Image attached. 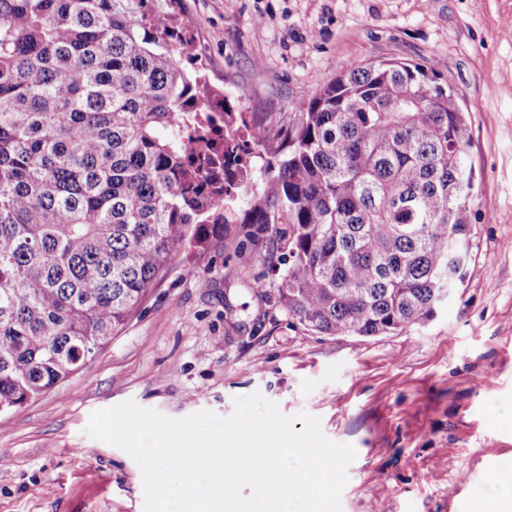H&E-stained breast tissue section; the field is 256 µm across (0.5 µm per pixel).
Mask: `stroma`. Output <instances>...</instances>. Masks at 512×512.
<instances>
[{
	"instance_id": "obj_1",
	"label": "stroma",
	"mask_w": 512,
	"mask_h": 512,
	"mask_svg": "<svg viewBox=\"0 0 512 512\" xmlns=\"http://www.w3.org/2000/svg\"><path fill=\"white\" fill-rule=\"evenodd\" d=\"M181 15L215 95L279 119L350 64L396 60L450 84L471 132L467 275L436 316L375 337L290 318L240 224L178 253L81 370L0 414V512H143L142 475L85 432L134 401L232 414L260 392L354 446L342 512H473L512 470V0H155Z\"/></svg>"
}]
</instances>
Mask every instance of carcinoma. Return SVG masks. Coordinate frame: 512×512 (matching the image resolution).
I'll use <instances>...</instances> for the list:
<instances>
[{"label": "carcinoma", "mask_w": 512, "mask_h": 512, "mask_svg": "<svg viewBox=\"0 0 512 512\" xmlns=\"http://www.w3.org/2000/svg\"><path fill=\"white\" fill-rule=\"evenodd\" d=\"M147 0H0V411L65 380L121 330L187 245L284 224L279 305L324 336L430 320L472 248L471 137L450 86L349 65L260 129L253 162L205 172L190 43ZM182 125L197 128L188 144ZM203 178L214 206L194 204Z\"/></svg>", "instance_id": "obj_1"}]
</instances>
